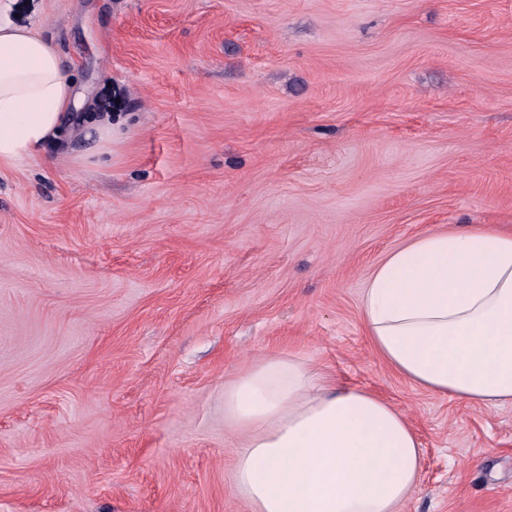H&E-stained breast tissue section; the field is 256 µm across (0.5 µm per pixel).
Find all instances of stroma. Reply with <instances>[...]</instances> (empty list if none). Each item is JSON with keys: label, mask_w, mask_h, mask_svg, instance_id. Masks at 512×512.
Instances as JSON below:
<instances>
[{"label": "stroma", "mask_w": 512, "mask_h": 512, "mask_svg": "<svg viewBox=\"0 0 512 512\" xmlns=\"http://www.w3.org/2000/svg\"><path fill=\"white\" fill-rule=\"evenodd\" d=\"M110 146L0 168V512H250L224 386L268 354L369 390L424 452L403 512H512V405L374 351L370 272L512 232V0H0Z\"/></svg>", "instance_id": "obj_1"}]
</instances>
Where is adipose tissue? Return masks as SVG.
I'll use <instances>...</instances> for the list:
<instances>
[{"label":"adipose tissue","instance_id":"1","mask_svg":"<svg viewBox=\"0 0 512 512\" xmlns=\"http://www.w3.org/2000/svg\"><path fill=\"white\" fill-rule=\"evenodd\" d=\"M79 101L56 44L0 21V166L60 138ZM385 362L433 395L512 404V233H429L369 274L361 301ZM224 423L243 437L234 490L252 512H400L422 469L402 412L270 354L224 387Z\"/></svg>","mask_w":512,"mask_h":512}]
</instances>
